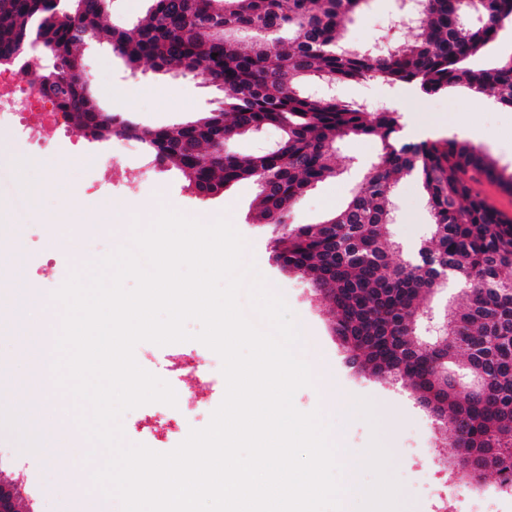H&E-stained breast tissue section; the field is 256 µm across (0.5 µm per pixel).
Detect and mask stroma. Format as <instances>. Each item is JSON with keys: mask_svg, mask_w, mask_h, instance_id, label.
<instances>
[{"mask_svg": "<svg viewBox=\"0 0 512 512\" xmlns=\"http://www.w3.org/2000/svg\"><path fill=\"white\" fill-rule=\"evenodd\" d=\"M398 0H368L349 24L348 42L373 49L410 40L396 24ZM84 67L100 105L140 126L154 128L198 120L220 106L222 93L202 77L176 71H155L148 65L130 68L103 44L83 49ZM333 95L365 108L389 109L399 115L410 139L454 136L468 140L494 160L498 169H512V109L462 88L425 95L411 88L395 89L377 81L334 85ZM379 143L372 138H349L336 144L344 160L343 174L309 190L293 208L289 222L296 226L322 221L327 212L347 200L351 189L377 159ZM139 147L113 155L111 139L94 140L70 123H63L55 144L30 146L17 126L0 123V225H11L21 245L26 280L34 289L57 290L73 269L70 251L56 238L58 226H68L87 260H94L128 244L132 222L149 225L156 211L168 208L209 223L227 218L244 238L245 262L254 263L269 286L281 293L307 343L299 349L308 362L320 365L325 380L298 390L296 408H318L324 390L334 388L349 399L363 398L373 406L374 419H357L349 426L334 423L345 447L366 450L379 438L390 455V471L401 485L403 512H436L440 497L465 499L498 493L495 477L465 487L457 477V453L452 440L405 383L357 372L333 333L326 303L314 295L298 274L275 269L270 260L273 228L252 221L257 189L248 180L234 183L208 198L192 194L182 174L164 167L145 171ZM54 176L59 191L38 196L34 190ZM150 201L149 213L132 210L135 202ZM397 219L389 226L390 239L413 251L426 236L427 209L415 177H402L395 186ZM116 224L125 232L113 233ZM181 356L182 368L169 371L170 354ZM135 359L144 370L167 381L178 403L193 402L188 416L172 406L149 403L121 418L129 442L153 451L173 450L190 430L205 428L226 390L220 357L204 344L185 341L160 346L139 343ZM35 367L25 340L0 334V406H15L24 388L21 378ZM93 463L85 458H49L23 450L15 431L0 428V480L20 479V495L28 512H99L105 501L93 486Z\"/></svg>", "mask_w": 512, "mask_h": 512, "instance_id": "obj_1", "label": "stroma"}]
</instances>
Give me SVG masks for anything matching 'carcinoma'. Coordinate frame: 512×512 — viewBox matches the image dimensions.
Returning a JSON list of instances; mask_svg holds the SVG:
<instances>
[{"instance_id":"1","label":"carcinoma","mask_w":512,"mask_h":512,"mask_svg":"<svg viewBox=\"0 0 512 512\" xmlns=\"http://www.w3.org/2000/svg\"><path fill=\"white\" fill-rule=\"evenodd\" d=\"M367 0H152L136 26L108 25L110 0H0V66L39 54L53 60L38 91L65 119L98 140L125 136L179 170L197 196L240 180L258 189L257 224L274 226L272 261L305 278L325 299L333 331L372 374L402 381L447 410L453 445L492 452L500 484L512 476V223L470 182L496 172L458 139H404L396 113L306 94L311 78L328 84L379 81L426 95L463 85L512 109V60L470 65L512 24V0H419L412 40L376 55L341 44L346 23ZM135 69L177 68L204 77L224 94L222 107L195 122L139 129L98 104L81 49L87 36ZM268 127L281 130L265 151L241 156L227 145ZM347 136L375 138L377 162L342 206L322 222L292 228L286 217L312 187L338 174L334 144ZM414 176L429 214L420 248L464 281L448 309V339L423 346L418 337L438 267L410 264L389 240L394 187ZM467 369L486 382L475 402L429 365Z\"/></svg>"}]
</instances>
